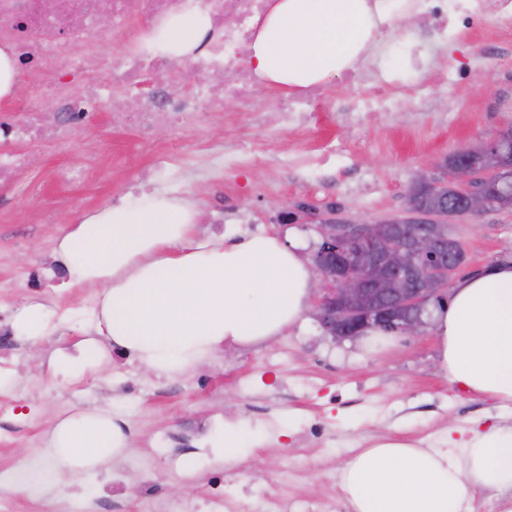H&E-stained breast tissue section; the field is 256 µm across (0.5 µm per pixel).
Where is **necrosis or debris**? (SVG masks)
<instances>
[{
  "mask_svg": "<svg viewBox=\"0 0 512 512\" xmlns=\"http://www.w3.org/2000/svg\"><path fill=\"white\" fill-rule=\"evenodd\" d=\"M269 0H55L45 10L42 0H0V45L9 46L13 66L25 72V91L15 104L18 118L0 124V141L27 139L52 144L68 152L83 132L84 104H108L121 109L127 126L143 140L158 127L181 132L193 128L201 110L221 111L233 99L252 115L275 111L291 124L307 119L317 97L308 94L272 104L260 102L256 79L246 72L237 49L250 42L262 24ZM425 13L441 39L473 19L495 14L502 29H512V0H466L457 14H449L442 0H423ZM194 8L207 14L218 40L198 48L197 66L202 78L185 89L159 88L136 98L132 92L142 82L152 61L148 41L170 16ZM110 17L112 29L125 39L116 58L103 49L101 17ZM111 67V87L91 80L103 67ZM139 512H335L332 499L296 502L265 492L256 501L229 499L216 487L204 501L172 500L152 479L137 489Z\"/></svg>",
  "mask_w": 512,
  "mask_h": 512,
  "instance_id": "1",
  "label": "necrosis or debris"
}]
</instances>
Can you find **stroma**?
<instances>
[{
  "label": "stroma",
  "mask_w": 512,
  "mask_h": 512,
  "mask_svg": "<svg viewBox=\"0 0 512 512\" xmlns=\"http://www.w3.org/2000/svg\"><path fill=\"white\" fill-rule=\"evenodd\" d=\"M512 44L494 18L465 30L442 55L407 76L392 112H322L303 127L280 124L274 113L264 121L238 111L225 99L220 112L203 113L195 130L159 129L153 149H145L124 124H108L109 107L85 126L67 157L47 146L30 151V168L12 185L0 187V313L16 318L24 305L44 302L51 332L32 341L19 336L12 350L10 386L0 404L18 405L19 420L0 424V472L19 475L50 468L46 434L57 421L89 407H111L129 428L125 457L153 459V477L172 498H202L216 476L231 473L238 488L274 490L286 499L341 496L339 475L356 448L380 436L438 442L449 427L512 426V402L470 393L437 365L431 329L417 336L382 340L335 339L325 335L315 310L302 325L250 347L235 345L214 354L203 367L179 377L146 372L120 351L103 369L72 381L52 372L51 360L72 352L88 336L98 308L94 288H66L61 279L40 277L53 260L55 239L78 217L106 203L142 195V171L154 173L152 189L181 197L204 214L200 234L231 244L242 237L280 230L282 207L306 208L293 229L314 251L316 218L369 221L402 215L419 171L448 176V159L458 149L489 139L512 124V56L483 67L479 48ZM464 66L459 83L440 77L447 63ZM427 88V100L418 97ZM235 158L225 166V155ZM97 158L102 176L56 185L52 169ZM468 254L466 274L512 258V210L454 223ZM247 381L254 390L245 396ZM138 392H125L128 382ZM233 395L225 410V395ZM274 415L275 424L264 421ZM222 420L211 432L207 455L193 476L172 477L170 463L152 456L156 434L176 435L177 449L192 445L193 426L205 418ZM318 421L321 439H305L309 421ZM235 435L245 451L236 461H217L222 435ZM98 474L55 475L53 482L26 488L17 512H43L74 497H93Z\"/></svg>",
  "instance_id": "1"
}]
</instances>
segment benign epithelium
<instances>
[{"mask_svg": "<svg viewBox=\"0 0 512 512\" xmlns=\"http://www.w3.org/2000/svg\"><path fill=\"white\" fill-rule=\"evenodd\" d=\"M460 160L449 168L448 183L457 199L451 208L436 209L428 223L417 224L407 237L383 239L380 222L349 218L335 223V216L316 225L320 241L311 255L312 269L321 288L315 307L318 321L330 336L355 339L372 332L414 336L425 327L421 316L409 318L404 310L419 312L448 290L467 265L463 243L455 240L448 255L447 240L438 225L455 218L474 219L489 211L485 194L495 192L499 204H512V126L478 145L458 152ZM382 292L387 302L366 305L362 299Z\"/></svg>", "mask_w": 512, "mask_h": 512, "instance_id": "benign-epithelium-1", "label": "benign epithelium"}]
</instances>
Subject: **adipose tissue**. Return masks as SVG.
I'll list each match as a JSON object with an SVG mask.
<instances>
[{"mask_svg": "<svg viewBox=\"0 0 512 512\" xmlns=\"http://www.w3.org/2000/svg\"><path fill=\"white\" fill-rule=\"evenodd\" d=\"M416 12L408 0H271L246 64L263 85L324 84L373 45L384 23ZM206 15L170 18L157 42L175 59L208 37ZM200 213L164 193L105 204L57 237L55 252L73 288H99L94 337L53 369L79 379L101 368L112 346L148 371L179 375L203 364L225 341L281 335L306 311L315 273L293 234L258 235L225 245L198 233ZM438 366L470 392L512 402V263L461 281L431 318ZM385 442L361 449L341 473L352 512H462L473 487L512 490V427L474 430L453 449ZM52 462L73 476L112 465L127 446L111 410L63 418L48 434Z\"/></svg>", "mask_w": 512, "mask_h": 512, "instance_id": "1", "label": "adipose tissue"}]
</instances>
